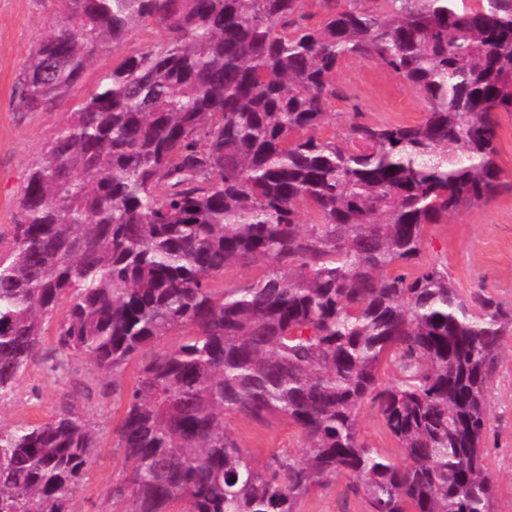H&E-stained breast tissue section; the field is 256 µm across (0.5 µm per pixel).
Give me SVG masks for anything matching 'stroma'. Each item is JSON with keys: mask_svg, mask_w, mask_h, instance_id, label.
<instances>
[{"mask_svg": "<svg viewBox=\"0 0 512 512\" xmlns=\"http://www.w3.org/2000/svg\"><path fill=\"white\" fill-rule=\"evenodd\" d=\"M57 0H0V243L8 242L21 191L30 170L39 164L47 145L68 112L94 91L104 72L124 56L161 42L164 33L155 26L141 27L127 38L122 50L100 54L88 68L80 86L53 107L38 112L16 109L19 74L45 28L55 16ZM340 95L334 101L325 136L343 133L352 111H360L372 124L415 125L424 117L422 93L382 64L361 57L342 61L336 71ZM496 162L507 186L493 200L470 205L449 217L447 223L424 230L421 258L447 267L455 288L467 295L486 289L501 305L512 310V117H503L497 141ZM130 360L114 375L102 372L82 356H72L69 371L51 378L39 365L30 366L14 397L0 403V425L20 421L44 422L58 410L64 395H71L99 437L97 457L74 501L76 512H101L107 487L122 473L123 458L112 445V430L123 406L117 396L102 397L100 390L116 382L128 390L137 373ZM489 424L483 440L486 464L493 478L494 512H512V335L504 336L486 395ZM224 422L237 442L258 462L272 454L303 456L307 442L288 418L263 420L228 415ZM358 433L366 445L378 449L394 463H402L397 441L386 431L377 407L365 403ZM351 476L340 475L313 487L302 499L300 512H368Z\"/></svg>", "mask_w": 512, "mask_h": 512, "instance_id": "35a3bbf8", "label": "stroma"}]
</instances>
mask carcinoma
Returning a JSON list of instances; mask_svg holds the SVG:
<instances>
[{
    "label": "carcinoma",
    "instance_id": "carcinoma-1",
    "mask_svg": "<svg viewBox=\"0 0 512 512\" xmlns=\"http://www.w3.org/2000/svg\"><path fill=\"white\" fill-rule=\"evenodd\" d=\"M58 2L23 112L69 96L135 29L166 39L103 74L27 178L0 256V400L39 361L115 375L141 356L112 512H299L339 474L369 512H493L485 397L512 311L461 296L436 263L406 269L425 225L502 187L512 0H317V23L309 0ZM349 55L420 90L423 120L318 135ZM257 263L261 278L215 287ZM367 400L403 464L359 439ZM227 414L282 415L309 454L260 466ZM98 445L67 397L46 422L0 426V512H73Z\"/></svg>",
    "mask_w": 512,
    "mask_h": 512
}]
</instances>
